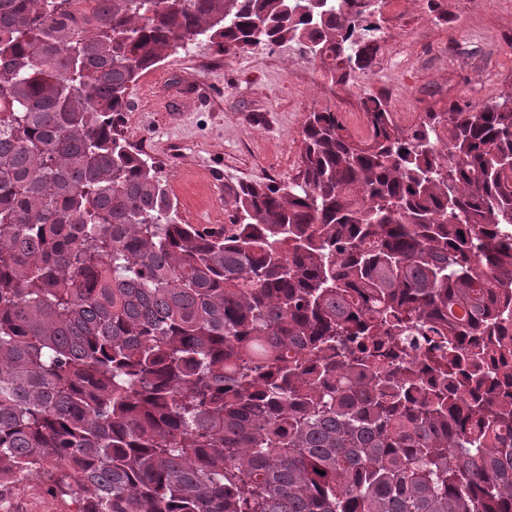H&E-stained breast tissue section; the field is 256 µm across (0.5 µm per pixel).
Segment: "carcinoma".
Listing matches in <instances>:
<instances>
[{"label": "carcinoma", "instance_id": "cac0c4a2", "mask_svg": "<svg viewBox=\"0 0 512 512\" xmlns=\"http://www.w3.org/2000/svg\"><path fill=\"white\" fill-rule=\"evenodd\" d=\"M366 0H0V488L78 512H512V92L368 135L186 224L124 136L190 42L370 70ZM465 336L477 341L461 346ZM424 350L425 378L407 350Z\"/></svg>", "mask_w": 512, "mask_h": 512}]
</instances>
